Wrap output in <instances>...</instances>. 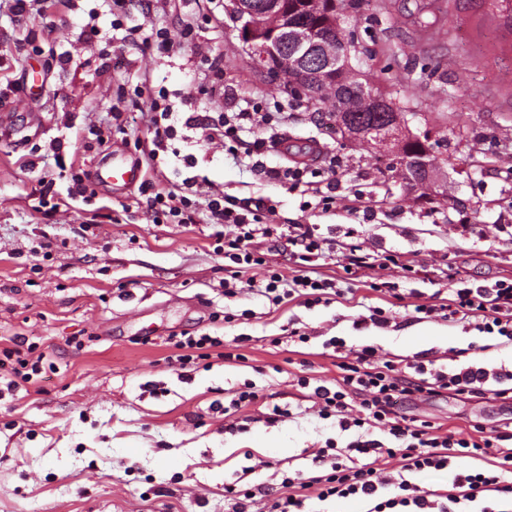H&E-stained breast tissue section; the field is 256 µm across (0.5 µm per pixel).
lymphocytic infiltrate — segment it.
Returning a JSON list of instances; mask_svg holds the SVG:
<instances>
[{"mask_svg": "<svg viewBox=\"0 0 512 512\" xmlns=\"http://www.w3.org/2000/svg\"><path fill=\"white\" fill-rule=\"evenodd\" d=\"M169 104L152 100L148 112L154 129L142 153L147 165H154L160 152L166 151L173 135ZM271 112L256 104L218 117L197 115L186 120L188 129L199 132L202 140H220L235 145L245 129H257L270 123ZM269 179L287 184L289 189L305 188L318 196L322 212H330L335 203L336 186L326 181L313 183L319 170L282 166L266 169ZM206 210L212 223L235 228L233 237L224 240V257L239 270L265 265L259 242L288 238L294 247L292 257L301 275L287 277L280 270H270L267 281L255 284V291L271 295L282 303L294 288L311 293L314 301L330 299V282L313 278L312 271L323 256L322 243L309 226L274 223V209L264 199L254 206H241L235 197L212 195L195 178L153 187L150 211L156 224H193L199 210ZM450 316L474 321L479 332L498 334L512 342V282L498 281L491 286H472L452 291L448 300ZM340 376L335 386H311L309 378H299L301 387L312 390V397L322 416L335 418L341 431L359 429L360 435L345 447L326 442L317 449L315 464H329V471L309 477L301 493L277 499L269 512H302L308 496L325 501L332 497H362L371 501L369 512H452L453 506L477 501L483 494L496 493L512 500V429L496 430L494 435L462 436L429 421L417 420L401 412L400 406L412 397H433L444 392L457 396L493 394L512 400V368H486L462 364L452 369L434 362L417 360L407 364L379 361L373 348L352 351L338 364ZM382 439H375V432ZM401 459L396 473H378V460ZM471 458L491 461L483 470H462L452 479L451 492H439L409 481V474H427L446 470L451 460Z\"/></svg>", "mask_w": 512, "mask_h": 512, "instance_id": "lymphocytic-infiltrate-1", "label": "lymphocytic infiltrate"}]
</instances>
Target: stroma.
<instances>
[{"label": "stroma", "instance_id": "stroma-1", "mask_svg": "<svg viewBox=\"0 0 512 512\" xmlns=\"http://www.w3.org/2000/svg\"><path fill=\"white\" fill-rule=\"evenodd\" d=\"M416 3L353 0L344 28L359 49L355 69L404 103L412 130L448 140L426 199L405 190L372 146L330 135L319 115L254 72L230 0H153L147 10L134 0L117 29L101 0H54L31 17L0 8V350L20 342L43 358L32 382L0 392V512H233L229 484L253 489L251 512H267L287 495L284 479L318 474L314 450L355 438L320 417L297 383L334 385L336 360L324 347L334 336L374 347L383 361L449 367L473 344L477 364L512 363V347L471 321L415 311L463 283L512 279V23L488 0H440L442 27ZM160 29L171 51L160 49ZM30 73L40 87H29ZM214 85L223 95L210 94ZM160 97L177 114L160 170L205 178L244 207L270 198L275 223L316 225L319 271L343 298L273 304L246 284L264 268L230 278L223 225L152 223L141 185L95 180L112 154L142 161L146 104ZM247 101L289 114L261 130L266 165H288L279 145L295 139L317 143V167L343 157L335 209L304 206L220 141L185 140L192 113L215 117ZM65 166L82 176L87 199L68 198ZM46 188L57 208L39 207ZM355 245L394 262L348 273ZM376 307L390 327L355 329ZM292 328L309 338L294 350L283 341ZM202 334L241 338L243 361L168 365L167 337ZM247 382L256 399L229 410ZM276 405L283 416L272 417ZM405 411L466 434L512 422V404L489 394L416 398Z\"/></svg>", "mask_w": 512, "mask_h": 512}]
</instances>
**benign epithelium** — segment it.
Instances as JSON below:
<instances>
[{
  "label": "benign epithelium",
  "instance_id": "obj_1",
  "mask_svg": "<svg viewBox=\"0 0 512 512\" xmlns=\"http://www.w3.org/2000/svg\"><path fill=\"white\" fill-rule=\"evenodd\" d=\"M231 12L242 21L240 36L256 71L267 76L272 61L290 63L297 74L294 86L311 97L336 87L340 74L352 69L357 46L336 37V17L320 24H301L289 17L286 0H231ZM365 101L377 112L401 120L405 108L373 90Z\"/></svg>",
  "mask_w": 512,
  "mask_h": 512
}]
</instances>
